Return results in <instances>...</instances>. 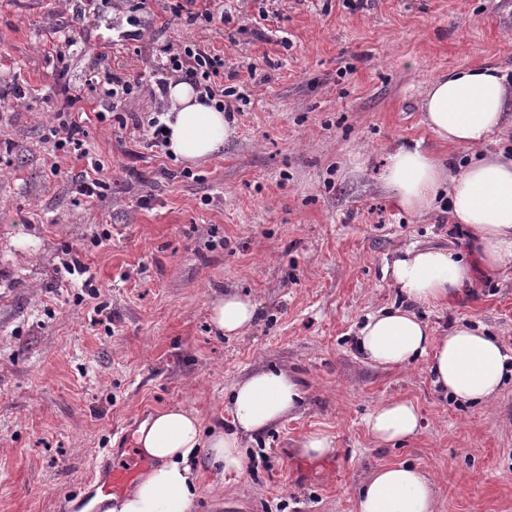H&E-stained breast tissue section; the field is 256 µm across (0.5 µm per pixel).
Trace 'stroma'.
<instances>
[{"mask_svg": "<svg viewBox=\"0 0 512 512\" xmlns=\"http://www.w3.org/2000/svg\"><path fill=\"white\" fill-rule=\"evenodd\" d=\"M167 4L111 11L116 31L135 18L145 30L106 58L67 0H0V86L24 93L0 99V512L87 499L121 435L159 410L229 425L235 384L272 367L295 376L300 409L247 441L223 485L200 465L197 512H356L358 486L387 464L429 473L437 512H512V380L472 406L425 362L387 370L356 350L367 317L399 302L384 268L403 249L466 250L442 209L410 215L379 175L415 142L464 167L468 153L425 126L421 98L453 69L512 68V0H223L229 23L193 27ZM61 31L74 41L62 62ZM186 39L223 51L239 95L234 135L198 167L127 123L158 111L156 51ZM123 59L142 81L114 120L86 122L88 158L54 151L59 111L92 112L104 92L89 75ZM91 158L107 182L98 199L82 191ZM69 248L86 275L63 270ZM227 292L256 305L244 335L209 322ZM416 313L435 336L469 324L511 348L512 264ZM393 398L417 407L421 431L382 446L365 418ZM312 433L331 455L300 453Z\"/></svg>", "mask_w": 512, "mask_h": 512, "instance_id": "35a3bbf8", "label": "stroma"}]
</instances>
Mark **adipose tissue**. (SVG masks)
Segmentation results:
<instances>
[{
    "instance_id": "ef3b65f1",
    "label": "adipose tissue",
    "mask_w": 512,
    "mask_h": 512,
    "mask_svg": "<svg viewBox=\"0 0 512 512\" xmlns=\"http://www.w3.org/2000/svg\"><path fill=\"white\" fill-rule=\"evenodd\" d=\"M165 100L160 121L167 150L184 165L206 162L234 133L223 113L189 83L169 84ZM421 110L439 140L475 152L476 160L452 175L445 159L421 144L402 146L389 154L380 181L401 208L418 216L447 194L448 222L468 235L474 261L466 263L446 248H405L392 263L391 283L406 305L370 316L359 331L358 351L380 367L426 359L434 384L447 395L462 403H487L512 375V354L478 327L459 326L435 337L411 307L447 303L472 286L476 273L491 278L512 263V156L483 152L493 135L512 127V83L495 67L457 69L429 81ZM255 310L250 298L235 293L209 305L214 329L228 336L242 335ZM300 399L288 371L269 370L234 387L230 431L204 434L188 408L156 412L140 425L136 440L154 468L124 494L95 495L80 512H194L199 454L207 453L215 479L241 470L244 437L294 413ZM366 427L378 443L393 444L419 431L420 415L410 401L392 399L368 415ZM356 512H435L433 484L412 466H378L358 493Z\"/></svg>"
}]
</instances>
